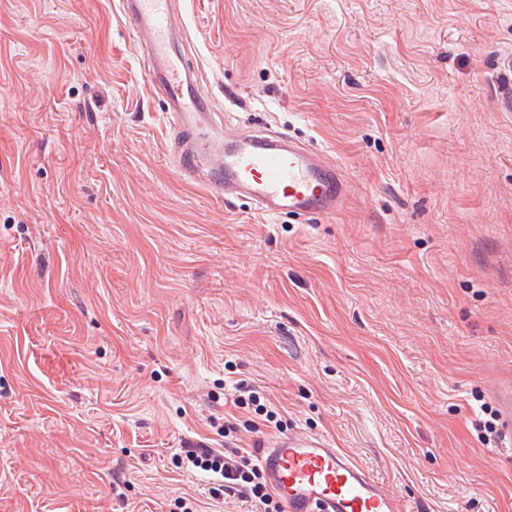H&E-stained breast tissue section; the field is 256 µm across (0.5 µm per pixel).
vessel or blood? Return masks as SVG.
<instances>
[{"label":"vessel or blood","instance_id":"1","mask_svg":"<svg viewBox=\"0 0 512 512\" xmlns=\"http://www.w3.org/2000/svg\"><path fill=\"white\" fill-rule=\"evenodd\" d=\"M152 85L166 105L181 176L217 199L249 200L258 214L305 220L348 207L342 168L323 151L266 131L225 133L180 49L187 26L174 0H121ZM501 438L512 447V384L500 386ZM259 465L284 512H401L396 498L325 439L288 434L264 444Z\"/></svg>","mask_w":512,"mask_h":512}]
</instances>
